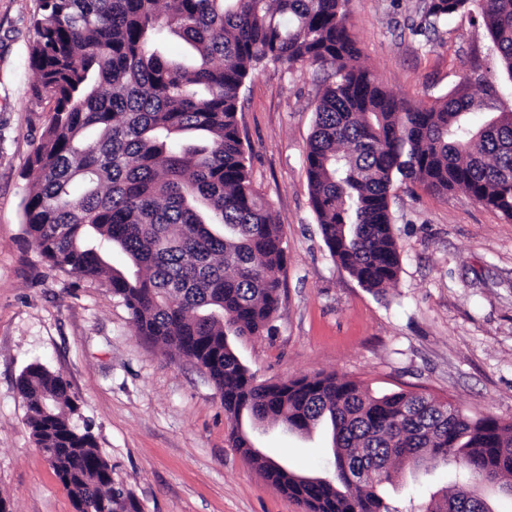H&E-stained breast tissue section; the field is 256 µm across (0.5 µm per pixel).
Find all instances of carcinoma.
<instances>
[{
  "mask_svg": "<svg viewBox=\"0 0 512 512\" xmlns=\"http://www.w3.org/2000/svg\"><path fill=\"white\" fill-rule=\"evenodd\" d=\"M349 0H40L29 65L53 115L30 167L24 232L54 267L106 278L136 333L202 368L236 423L232 446L306 512H399L382 493L408 467L452 470L418 512H494L512 501V422L471 418L417 392L371 395L314 375L259 383L232 340L269 329L285 247L255 190L237 122L261 64L331 71L315 105L305 167L336 264L364 288L394 283L400 256L389 197L398 180L461 190L512 219V111L475 125L479 104L449 94L427 108L395 97L358 63ZM478 7L512 82V0H427L422 24ZM182 41L168 51V37ZM120 249L123 270L108 256ZM37 447L78 512H141L112 463L73 421L78 397L40 363L17 382ZM332 434L334 474L298 475L254 451L241 421Z\"/></svg>",
  "mask_w": 512,
  "mask_h": 512,
  "instance_id": "carcinoma-1",
  "label": "carcinoma"
}]
</instances>
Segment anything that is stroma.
I'll return each mask as SVG.
<instances>
[{
    "mask_svg": "<svg viewBox=\"0 0 512 512\" xmlns=\"http://www.w3.org/2000/svg\"><path fill=\"white\" fill-rule=\"evenodd\" d=\"M422 0H350L359 62L386 89L425 107L458 92L512 108V85L474 12L437 33L417 32ZM38 0H0V497L13 512H75L39 452L16 383L40 363L66 379L109 458L113 479L142 512H302L233 448L232 421L207 374L135 334L106 280L52 267L27 238L22 200L29 161L53 104L38 97L28 65ZM324 75L306 66H259L237 118L254 188L271 205L287 245L272 328L234 350L258 381L318 373L372 394L424 392L464 413L512 420V220L460 192L394 184L390 209L400 254L382 293L336 265L310 203L304 163ZM256 448L290 470L330 473L331 437L281 426L248 430ZM447 467L404 469L386 498L400 512L448 487Z\"/></svg>",
    "mask_w": 512,
    "mask_h": 512,
    "instance_id": "obj_1",
    "label": "stroma"
}]
</instances>
